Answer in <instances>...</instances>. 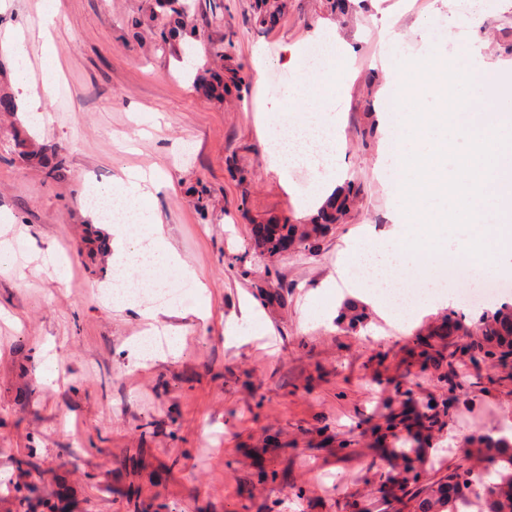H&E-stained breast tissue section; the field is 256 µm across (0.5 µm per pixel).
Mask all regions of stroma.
<instances>
[{"label":"stroma","mask_w":512,"mask_h":512,"mask_svg":"<svg viewBox=\"0 0 512 512\" xmlns=\"http://www.w3.org/2000/svg\"><path fill=\"white\" fill-rule=\"evenodd\" d=\"M38 2L0 0V85L11 84L5 35L16 29L29 33L34 81L56 83L42 125L21 110L0 115V222L14 250L0 270V512H415L417 488L461 464V440L512 417V366L472 361L444 309L408 328L369 306L353 328L304 311L325 304L343 250L390 224L384 56L419 59L435 41L452 63L512 62V6L404 0L396 16L395 0H350L335 17L321 0H290L264 31L253 0H224L223 21L199 11L194 53L180 59L135 36L146 0H58L53 67ZM459 13L480 25L449 27ZM318 29L339 30L349 53L315 42ZM208 38L232 43L247 91L221 102L193 91ZM304 64L343 71L340 95L313 113L338 115L337 165L363 196L311 250L270 256L253 225L304 221L300 202L321 172L272 169L255 114L302 119L285 91ZM21 128L32 147L66 156L64 178L21 154ZM152 164L166 175L155 214L207 291L159 320L160 334L180 327L176 354L139 365L130 341L143 324L103 304L115 270L88 246L107 234L81 197L86 178ZM51 252L68 282L44 265ZM244 298L255 322L239 318ZM203 304L206 322L193 314ZM427 408L439 420L429 432L414 420Z\"/></svg>","instance_id":"1"}]
</instances>
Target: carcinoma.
<instances>
[{
	"label": "carcinoma",
	"instance_id": "obj_1",
	"mask_svg": "<svg viewBox=\"0 0 512 512\" xmlns=\"http://www.w3.org/2000/svg\"><path fill=\"white\" fill-rule=\"evenodd\" d=\"M200 6V0H154L149 13L133 19L131 26L148 32L157 45L178 50L182 41L196 38L195 16ZM278 13L279 0H254L253 20L260 28H267L268 19ZM231 48L232 45L226 46L222 42L213 46L194 75L195 88L218 101L248 88L247 76L241 68L229 66L224 69L210 65L209 57L222 62ZM28 157L35 160L49 178L59 176L66 164V159L58 152L33 148L28 151ZM361 192L359 183L349 181L309 223L271 224L268 234L256 240V244L264 253L275 255L282 239L294 238L302 252L310 247L311 241L342 221L348 213L349 203ZM449 320L463 335H477L467 345L474 358L502 363L512 361V304L506 302L492 313H483L473 329L460 315H452ZM473 453L484 457L485 470L475 472L456 467L448 471L446 479L426 489L418 500V512H472L474 509L477 512H512V441L491 435L471 436L465 442L463 454Z\"/></svg>",
	"mask_w": 512,
	"mask_h": 512
}]
</instances>
